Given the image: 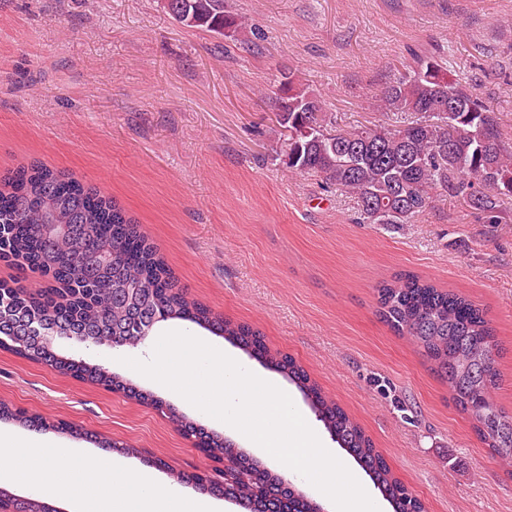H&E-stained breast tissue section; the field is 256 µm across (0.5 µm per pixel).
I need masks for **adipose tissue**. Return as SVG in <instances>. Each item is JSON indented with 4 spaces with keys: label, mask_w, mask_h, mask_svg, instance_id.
<instances>
[{
    "label": "adipose tissue",
    "mask_w": 512,
    "mask_h": 512,
    "mask_svg": "<svg viewBox=\"0 0 512 512\" xmlns=\"http://www.w3.org/2000/svg\"><path fill=\"white\" fill-rule=\"evenodd\" d=\"M75 501L79 512H218L213 499L175 488L159 490L153 474H129L111 455L67 452L49 439H23L0 429V484Z\"/></svg>",
    "instance_id": "obj_1"
}]
</instances>
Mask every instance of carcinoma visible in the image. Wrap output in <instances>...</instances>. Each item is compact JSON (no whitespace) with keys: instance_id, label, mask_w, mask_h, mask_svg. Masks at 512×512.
Masks as SVG:
<instances>
[{"instance_id":"carcinoma-1","label":"carcinoma","mask_w":512,"mask_h":512,"mask_svg":"<svg viewBox=\"0 0 512 512\" xmlns=\"http://www.w3.org/2000/svg\"><path fill=\"white\" fill-rule=\"evenodd\" d=\"M167 9L189 28L226 35L242 27L237 17L224 11V0H169ZM382 102L383 111L405 120L332 134L327 131L331 117L325 104L287 77L278 123L297 131V139L288 142L284 163L291 171L316 174L354 194L370 224H409L433 207L437 191L462 197L491 219L500 201L512 198V152L502 143L496 116L444 63L422 58L397 73L384 88ZM45 224H67L69 234L50 240L43 233ZM104 247L112 251L107 265L97 261ZM0 259L50 281L36 294L0 282V336L25 335L23 320L35 313L57 336L134 346L155 311L166 321L220 333L298 385L330 436L365 469L393 512L419 506V499L393 475L358 423L326 398L292 357L271 355L259 332L189 302L134 219L75 174L33 161L3 177ZM377 295L383 321L423 350L448 383L455 405L473 419L481 439L497 457L512 460V416L499 410L491 397L497 384L495 341L483 309L414 276L382 283ZM4 347L62 374L156 404L109 368L59 355L52 342L9 340ZM169 415L199 447L219 450L217 458L237 462L245 473L241 477L229 471L224 483L209 484L208 492L238 502L245 512H319L315 499L284 486L234 443L172 409ZM2 419L39 430H65L60 422L0 401Z\"/></svg>"}]
</instances>
